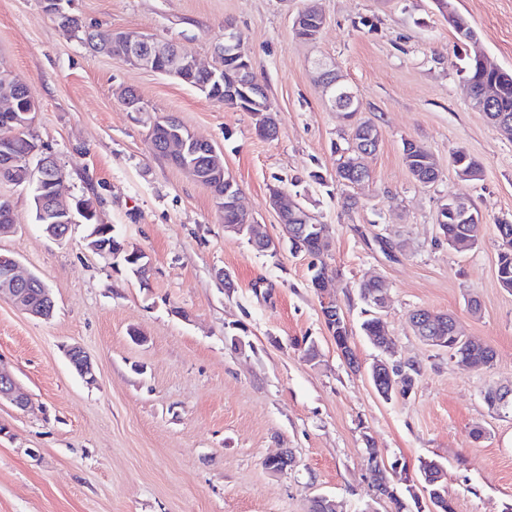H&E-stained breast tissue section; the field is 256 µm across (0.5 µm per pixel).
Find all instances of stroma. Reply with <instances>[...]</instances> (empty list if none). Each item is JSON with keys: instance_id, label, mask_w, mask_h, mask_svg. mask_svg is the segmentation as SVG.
Instances as JSON below:
<instances>
[{"instance_id": "stroma-1", "label": "stroma", "mask_w": 512, "mask_h": 512, "mask_svg": "<svg viewBox=\"0 0 512 512\" xmlns=\"http://www.w3.org/2000/svg\"><path fill=\"white\" fill-rule=\"evenodd\" d=\"M308 3L72 0L81 27L67 32L41 0H0V69L21 78L36 103L30 132L64 167L63 197L90 200L97 222L151 262L143 286L88 248L87 225L49 238L28 191L0 181L16 224L0 253L43 280L55 301L52 317L40 319L0 299V365L30 401L25 410L0 404V512H309L317 495L341 512H392L369 478L372 447L380 462L406 465L407 479L389 476L405 512H430L427 497L413 495L423 459L444 466L455 512H512V411L484 401L489 389H512V291L497 276V226L512 223V138L473 110L466 48L436 0H319L325 24L312 42L293 31ZM451 5L489 62L512 70V0ZM228 23L279 117L276 139H260L248 113L84 40L88 30L136 29L210 66ZM319 59L335 62L379 131L364 159L370 177L352 188L334 180L333 146L348 122L316 80ZM126 87L145 113L126 111L118 96ZM167 115L223 151L244 208L279 242L277 258L227 234L211 190L150 152L149 125ZM407 140L433 154L435 183L412 178ZM458 149L482 163L480 181L458 177L450 161ZM313 170L322 182L308 179ZM273 186L329 228L325 276L361 370L336 351L309 260L292 252L268 204ZM451 196L484 219L465 254L438 230ZM370 275L388 287L383 321L395 359L421 371L409 396L388 401L365 373L380 355L361 330L357 285ZM416 309L451 314L462 335L494 350L492 365L468 368L422 341L409 321ZM236 330L251 343L246 352L224 340ZM307 338L317 361L299 347ZM74 344L91 357L96 383L72 370L65 349ZM283 448L293 470L270 472L266 457Z\"/></svg>"}]
</instances>
